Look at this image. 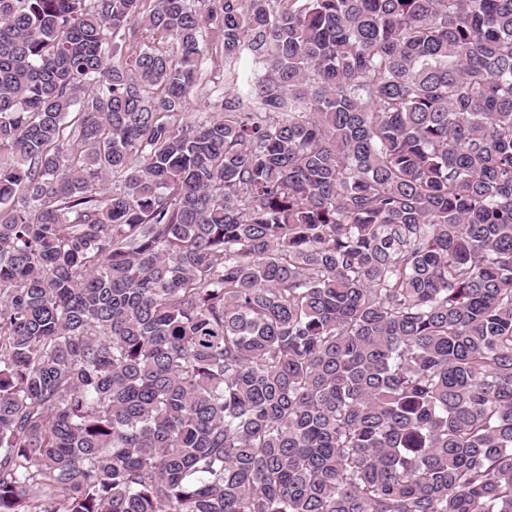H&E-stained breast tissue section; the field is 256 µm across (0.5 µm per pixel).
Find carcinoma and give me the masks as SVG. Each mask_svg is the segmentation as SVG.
<instances>
[{"label": "carcinoma", "instance_id": "1", "mask_svg": "<svg viewBox=\"0 0 512 512\" xmlns=\"http://www.w3.org/2000/svg\"><path fill=\"white\" fill-rule=\"evenodd\" d=\"M206 2L0 0V512H512V0ZM214 29L202 32L203 56L201 84L196 88L188 101L181 122H192L203 119L214 112H222L220 99L216 90H228L227 77L224 71V50Z\"/></svg>", "mask_w": 512, "mask_h": 512}]
</instances>
